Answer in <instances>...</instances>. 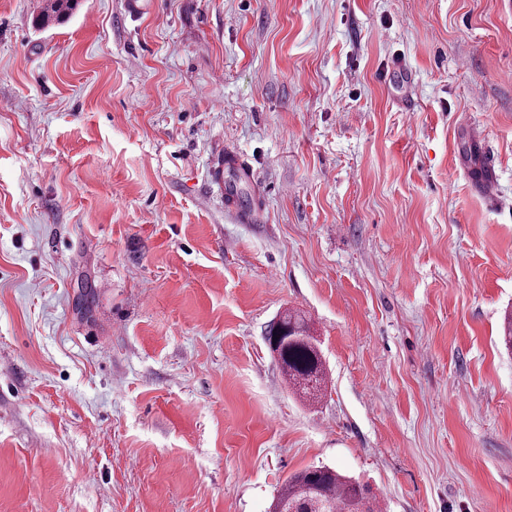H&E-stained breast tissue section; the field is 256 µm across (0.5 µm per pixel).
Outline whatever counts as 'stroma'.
<instances>
[{
	"label": "stroma",
	"mask_w": 512,
	"mask_h": 512,
	"mask_svg": "<svg viewBox=\"0 0 512 512\" xmlns=\"http://www.w3.org/2000/svg\"><path fill=\"white\" fill-rule=\"evenodd\" d=\"M43 3L0 0V512H270L321 465L512 512V0ZM479 174L472 173L473 179L477 181V186L487 199V201L494 205L497 202V194L495 187L497 183L496 174L493 167L489 164L483 168H478ZM267 340L276 344L271 349L293 392L309 402L318 400L327 385V370L307 320L297 312L285 310L269 325Z\"/></svg>",
	"instance_id": "1"
}]
</instances>
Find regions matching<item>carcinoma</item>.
Wrapping results in <instances>:
<instances>
[{"label": "carcinoma", "instance_id": "1", "mask_svg": "<svg viewBox=\"0 0 512 512\" xmlns=\"http://www.w3.org/2000/svg\"><path fill=\"white\" fill-rule=\"evenodd\" d=\"M72 6L73 0H45L42 25L65 16ZM267 340L276 344L272 351L293 392L309 402L318 400L327 385V370L307 320L286 310L269 325ZM277 507L284 512H380L379 502L363 485L329 466L290 475L274 499L272 508Z\"/></svg>", "mask_w": 512, "mask_h": 512}]
</instances>
